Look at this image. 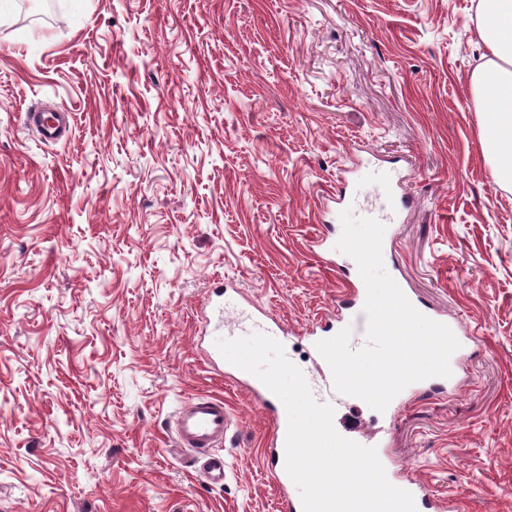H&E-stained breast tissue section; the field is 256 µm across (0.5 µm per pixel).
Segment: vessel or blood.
<instances>
[{
    "mask_svg": "<svg viewBox=\"0 0 512 512\" xmlns=\"http://www.w3.org/2000/svg\"><path fill=\"white\" fill-rule=\"evenodd\" d=\"M25 123L40 138L54 141L64 134L68 116L64 113H52L43 108H34L26 112ZM308 249L318 262L327 266L334 265L335 243L329 236L313 238ZM211 294L214 298L212 312L215 317L212 334L220 337L224 334V299L227 291L223 284L217 283L212 287ZM366 296L367 291L362 285L353 283L344 285L337 296L336 313L321 318L312 325L308 336L310 343L315 344L331 338L347 327L366 328L367 318L364 313ZM249 309L250 324L247 328L249 334L260 333L270 337L279 335V327L268 322L263 306L253 302L250 303ZM314 362L325 386L324 393L317 397L318 402L333 405L342 401V394L334 389L328 363L319 355L315 356ZM225 376L231 382L244 385L253 401L268 416L272 429L265 450L266 463L275 475L286 512H303L301 500L290 495L293 481L285 469L288 417L284 405L257 377L233 364H226ZM230 424L231 416L223 400L212 396L195 397L180 407L175 414L173 437L176 445L199 454L200 470L207 483L212 485H220L224 482V459L216 455L214 449L223 442ZM396 486L412 495L417 512H444V503L430 494L420 483L412 480H397Z\"/></svg>",
    "mask_w": 512,
    "mask_h": 512,
    "instance_id": "obj_1",
    "label": "vessel or blood"
}]
</instances>
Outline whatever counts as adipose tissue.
I'll return each instance as SVG.
<instances>
[{"mask_svg":"<svg viewBox=\"0 0 512 512\" xmlns=\"http://www.w3.org/2000/svg\"><path fill=\"white\" fill-rule=\"evenodd\" d=\"M476 30L484 63L470 92L488 108L479 114L480 139L496 183L512 187V0H478Z\"/></svg>","mask_w":512,"mask_h":512,"instance_id":"obj_1","label":"adipose tissue"}]
</instances>
